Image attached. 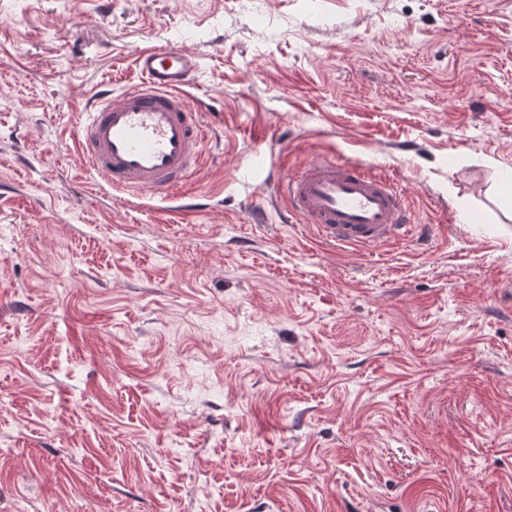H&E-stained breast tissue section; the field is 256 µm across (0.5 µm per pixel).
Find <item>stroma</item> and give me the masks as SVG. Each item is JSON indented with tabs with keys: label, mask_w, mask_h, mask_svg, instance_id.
Here are the masks:
<instances>
[{
	"label": "stroma",
	"mask_w": 512,
	"mask_h": 512,
	"mask_svg": "<svg viewBox=\"0 0 512 512\" xmlns=\"http://www.w3.org/2000/svg\"><path fill=\"white\" fill-rule=\"evenodd\" d=\"M215 140L174 214L72 130L143 48ZM332 158L428 242L269 204ZM512 0H0V512H512Z\"/></svg>",
	"instance_id": "1"
}]
</instances>
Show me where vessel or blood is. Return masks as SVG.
<instances>
[{
  "instance_id": "b4317fda",
  "label": "vessel or blood",
  "mask_w": 512,
  "mask_h": 512,
  "mask_svg": "<svg viewBox=\"0 0 512 512\" xmlns=\"http://www.w3.org/2000/svg\"><path fill=\"white\" fill-rule=\"evenodd\" d=\"M134 65L140 83L116 96H96L79 115L76 139L86 169L112 192L169 200L196 174L211 141L184 95L197 61L167 46L140 50ZM277 190L290 217L341 249L373 252L426 230L412 222L399 184L364 164L317 159L279 180Z\"/></svg>"
}]
</instances>
